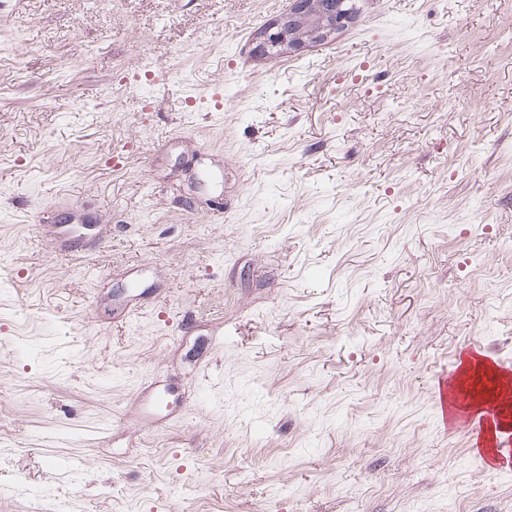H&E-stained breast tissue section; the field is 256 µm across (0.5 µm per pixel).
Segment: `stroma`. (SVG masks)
I'll use <instances>...</instances> for the list:
<instances>
[{
  "instance_id": "stroma-1",
  "label": "stroma",
  "mask_w": 512,
  "mask_h": 512,
  "mask_svg": "<svg viewBox=\"0 0 512 512\" xmlns=\"http://www.w3.org/2000/svg\"><path fill=\"white\" fill-rule=\"evenodd\" d=\"M289 7L0 0V512H512L431 396L512 365V0ZM288 12L272 19L255 36V54H292L327 43L336 34L356 27L362 16L360 1L346 8V0H292ZM311 21H314L310 24ZM298 34L296 37L294 35ZM153 385V383L140 384V389L142 388L143 391L149 392V398L147 400L146 407L143 409V413L146 417L152 420V423H155L167 419L173 414V410L169 409V405H167L168 412L160 414L158 405L164 400L166 395L171 393V391L168 389H159Z\"/></svg>"
}]
</instances>
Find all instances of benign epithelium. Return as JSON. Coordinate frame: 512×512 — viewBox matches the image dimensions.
I'll return each instance as SVG.
<instances>
[{"label": "benign epithelium", "instance_id": "benign-epithelium-1", "mask_svg": "<svg viewBox=\"0 0 512 512\" xmlns=\"http://www.w3.org/2000/svg\"><path fill=\"white\" fill-rule=\"evenodd\" d=\"M346 0H292L288 12L272 19L255 36V54H292L327 43L336 34L356 27L360 8L345 7Z\"/></svg>", "mask_w": 512, "mask_h": 512}]
</instances>
